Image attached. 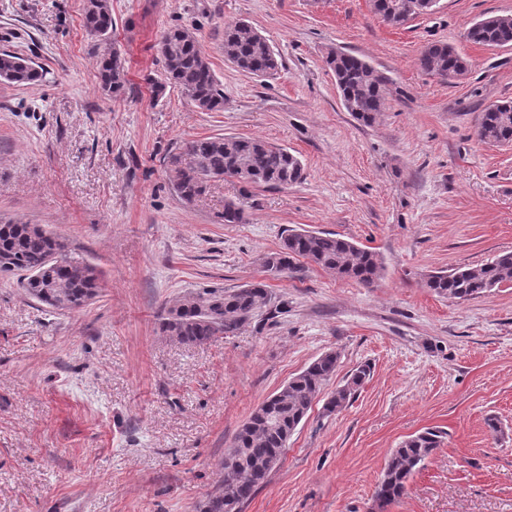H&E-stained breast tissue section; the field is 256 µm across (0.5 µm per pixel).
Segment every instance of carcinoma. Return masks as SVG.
<instances>
[{
	"label": "carcinoma",
	"mask_w": 512,
	"mask_h": 512,
	"mask_svg": "<svg viewBox=\"0 0 512 512\" xmlns=\"http://www.w3.org/2000/svg\"><path fill=\"white\" fill-rule=\"evenodd\" d=\"M411 0H372L377 14L391 26L401 27L408 17L422 14L409 6ZM84 25L100 40L110 38L113 29L110 0H87ZM466 37L483 46L512 44V17L495 15L472 24ZM164 81L154 85L160 96L167 85L181 88L203 111H218L224 106V94L212 69L187 31H165L159 41ZM224 57L238 70L257 77H270L279 69V61L269 40L251 26L238 22L224 27ZM326 63L332 71L344 109L358 121L371 123L383 111L386 79L376 74L365 60L349 52L331 50ZM422 70L439 75L467 69V61L446 43H432L418 58ZM125 61L113 51L99 61V84L105 93L117 94L124 87ZM43 71L23 55L9 50L0 52V81L17 86L42 82ZM476 135L489 144L512 142V102L492 105L477 117ZM188 163L182 155L171 156L173 189L186 203L205 193L216 178L230 177L242 192L269 186L288 188L303 179L301 160L288 149L249 136H207L184 144ZM220 219L226 224H241L245 212L241 202L227 200ZM1 276H18L30 297L61 311L83 308L100 288L96 266L67 256L66 243L36 224L0 221ZM302 258L313 266L330 271L339 278L356 280L366 286L375 284L385 269L384 260L375 251L362 248L335 233L285 229L277 251L264 257L263 267L279 276L294 268ZM512 281V253L498 255L476 267H461L451 273L433 272L423 278V287L452 302L466 301ZM266 310L275 318L285 304L272 305V294L257 282L239 288L202 287L177 298L166 307L160 330L187 346L204 344L218 336H233L257 313ZM338 354L328 352L292 377L275 393L263 400L243 423L224 453V479L212 494L204 512H242L271 472L268 461L281 455L288 440L324 385L336 374ZM370 376V368H357L346 382L328 397L323 409L330 416L346 406ZM442 443L439 431L428 430L403 441L390 453L375 492L380 512L402 497L407 482Z\"/></svg>",
	"instance_id": "1"
}]
</instances>
